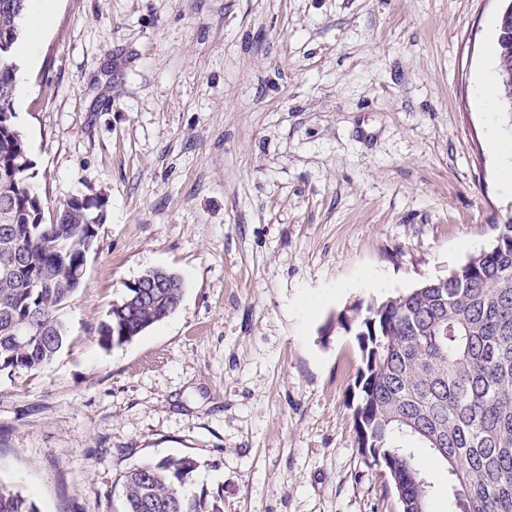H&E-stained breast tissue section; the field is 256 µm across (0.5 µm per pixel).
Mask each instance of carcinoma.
<instances>
[{
  "mask_svg": "<svg viewBox=\"0 0 512 512\" xmlns=\"http://www.w3.org/2000/svg\"><path fill=\"white\" fill-rule=\"evenodd\" d=\"M27 0H0V371H32L63 348L61 319L80 287L97 238L90 203L74 199L43 222L32 169L16 123L15 47ZM511 33L498 37L500 88L512 80ZM125 284L98 329L103 347L125 343L169 317L182 279L165 288ZM355 328L363 369L356 381L357 448L382 468L402 512H431L434 485L426 454L448 475L450 512H512V222L493 244L446 278L367 307L342 312ZM199 467L190 456L143 463L124 480L123 512H221L206 495L183 489ZM0 512H38L0 483Z\"/></svg>",
  "mask_w": 512,
  "mask_h": 512,
  "instance_id": "carcinoma-1",
  "label": "carcinoma"
}]
</instances>
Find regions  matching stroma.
<instances>
[{"mask_svg": "<svg viewBox=\"0 0 512 512\" xmlns=\"http://www.w3.org/2000/svg\"><path fill=\"white\" fill-rule=\"evenodd\" d=\"M502 0H54L17 55L43 220L91 201L64 349L0 372V481L123 512L132 466L194 457L222 512H399L359 453L336 316L447 277L512 219V143L477 85ZM178 309L98 342L126 283Z\"/></svg>", "mask_w": 512, "mask_h": 512, "instance_id": "1", "label": "stroma"}]
</instances>
